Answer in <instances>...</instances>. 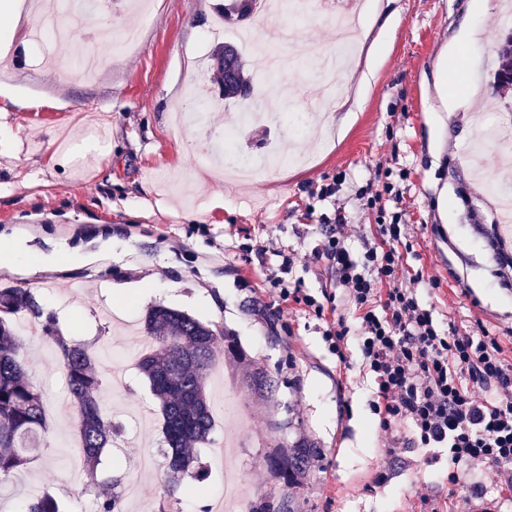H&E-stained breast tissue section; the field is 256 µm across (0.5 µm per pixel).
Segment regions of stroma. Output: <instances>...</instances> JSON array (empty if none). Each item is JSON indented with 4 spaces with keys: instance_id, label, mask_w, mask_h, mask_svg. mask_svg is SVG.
Returning a JSON list of instances; mask_svg holds the SVG:
<instances>
[{
    "instance_id": "obj_1",
    "label": "stroma",
    "mask_w": 512,
    "mask_h": 512,
    "mask_svg": "<svg viewBox=\"0 0 512 512\" xmlns=\"http://www.w3.org/2000/svg\"><path fill=\"white\" fill-rule=\"evenodd\" d=\"M392 0L397 25L380 52L373 36L336 77L346 112L329 111L330 99L314 72L331 49L332 22L315 15L291 21L309 44L298 73H268L264 43L246 49V68L267 99L283 87L289 111L309 112L306 135L288 126L242 132L245 148L290 144L303 157L294 167L265 166L250 182L225 179L200 164L203 152L192 130H176L171 111L186 98L187 61L214 19V0H152V15L139 46L117 48L93 80L75 65L87 33L134 24L129 13H90L83 31L48 48L49 62L33 61L23 29L0 22V42L20 62L0 55V236L16 255L0 266V287L27 288L57 317L63 335L106 345L101 372L125 361L128 383L110 391L109 416L121 428L117 446L105 449L96 478H89L74 443L66 381L51 344L24 337L23 354L34 383L46 396L48 430L27 449V467L0 483V512H25L27 502L52 494L63 512H94L112 479H125L140 459L148 499L162 502L165 444L158 417L132 416L152 397L135 362L136 330L157 305L184 311L233 337L242 358L219 363L208 382L216 426L212 443L237 431L229 466L213 462L211 445L195 454L204 482L185 478L172 512H207L224 492L227 474L241 480L247 501L295 512H464L478 495L476 479L448 481L447 459L421 448L388 454L369 403L372 376L361 367L356 343L340 368L322 336V323L307 312L279 311L263 270L240 260L243 247L273 241L295 251L294 279L314 296L330 276L307 255L317 243L310 219L335 223L344 215L351 234H371L378 210L360 197L368 178L399 189L410 250L403 264L421 274L419 297L433 305L440 327L483 325L512 356V286L500 281L502 258L494 246L497 205L473 177L466 148L475 138V116H512V91L495 95L494 60L501 44L504 0ZM457 55L448 74L438 63ZM449 87L459 105L442 107ZM341 180L336 197L316 189ZM263 372L271 391L253 389ZM313 459L302 483L285 488L265 465L267 454L295 444Z\"/></svg>"
}]
</instances>
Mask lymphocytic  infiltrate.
<instances>
[{
	"instance_id": "lymphocytic-infiltrate-1",
	"label": "lymphocytic infiltrate",
	"mask_w": 512,
	"mask_h": 512,
	"mask_svg": "<svg viewBox=\"0 0 512 512\" xmlns=\"http://www.w3.org/2000/svg\"><path fill=\"white\" fill-rule=\"evenodd\" d=\"M405 222L393 212L376 225L361 251H352L344 219L316 227L320 239L313 263L336 277V293L324 300L290 281L295 253L284 254L270 283L279 301L323 320V337L340 364H347V340L355 338L362 365L376 385L370 406L378 428L392 444L446 449L452 480L481 471L490 483L480 491L512 498V362L497 337L441 329L434 309L399 279ZM343 299L354 318L328 314ZM482 389L485 399L474 391Z\"/></svg>"
}]
</instances>
